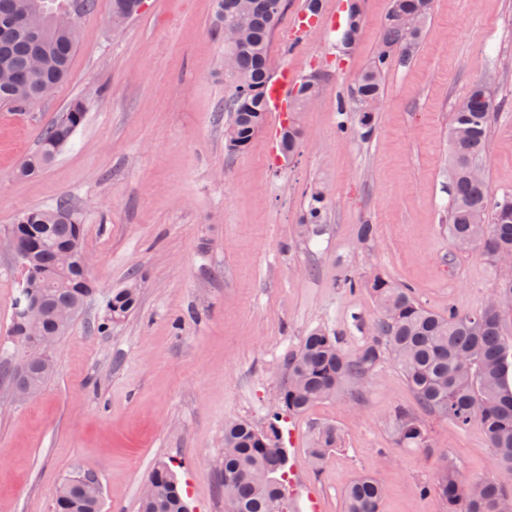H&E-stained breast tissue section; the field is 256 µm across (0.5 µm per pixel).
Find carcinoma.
<instances>
[{"mask_svg": "<svg viewBox=\"0 0 512 512\" xmlns=\"http://www.w3.org/2000/svg\"><path fill=\"white\" fill-rule=\"evenodd\" d=\"M144 0H112V24L122 27L140 15ZM433 0H391L381 41L369 66L362 72L351 97L341 108L353 112L354 129L371 134L377 122L380 96L389 61L394 54L409 57L419 45ZM96 0H0V105L19 108L42 98L45 89L59 87L68 77L70 59L78 38V18L94 12ZM286 9V0H217L216 30L244 22L246 36L240 44L224 45V77L234 86L224 103L230 113L224 134L226 149L234 154L246 149L269 112L267 91L272 75L268 53L275 28ZM29 14L35 22L53 16L46 39L36 40L6 23L14 15ZM362 29L357 7L350 8L342 43L353 48ZM319 94V81L302 80L288 122L281 129V151L294 152L302 134L297 114L307 101ZM497 105L486 83L475 84L454 106L449 130L452 160L448 185L450 207L448 233L455 248L479 247L492 265L512 255V191L495 193L482 165L488 149L491 123ZM85 119V107L76 99L43 131L38 150L19 168L27 177L51 162ZM325 196L314 188L302 224L322 223ZM492 223H485L487 212ZM19 251L32 241L40 276L36 283L23 279L14 302L12 333L25 340L19 317L20 304L38 294L45 315L43 336L55 344L68 330L55 322L63 309L80 314L95 288L79 269L57 272L58 254L77 239H83L81 216L66 199L47 208H33L10 225ZM496 298L476 313L448 308V315L425 308L409 288L376 275L365 282L375 299L379 315L370 337L354 352L346 353L338 336L317 327L298 348L283 358V376L275 411L265 431L242 420L224 425V491L226 512H288L284 483L289 474V456L283 447L276 422L281 414H300L316 403L343 395L363 399L369 380L382 364L393 363L415 396V405L400 408L390 418L395 443L402 448L429 447L424 417L444 420L463 430L480 422L494 449L497 475L461 481L446 463L432 491L448 506V512H504L512 505V480L499 476L512 472V384L508 380L512 345L504 338V310L512 304V280H500ZM138 304L134 287L106 297L107 316L97 325L104 332ZM340 444L336 428L325 426L314 436L308 453L323 461ZM150 495L140 501V512H188L177 477L169 464H157L149 474ZM383 485L371 476L349 483L344 492V512H379ZM54 512H101V497L84 488L79 474L62 485Z\"/></svg>", "mask_w": 512, "mask_h": 512, "instance_id": "carcinoma-1", "label": "carcinoma"}]
</instances>
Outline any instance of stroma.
<instances>
[{
  "mask_svg": "<svg viewBox=\"0 0 512 512\" xmlns=\"http://www.w3.org/2000/svg\"><path fill=\"white\" fill-rule=\"evenodd\" d=\"M112 0L79 23L67 81L25 109L0 108V231L23 211L71 199L84 218L88 278L96 293L52 349L54 371L17 401L0 378V512H53L64 481L95 476L102 512H139L148 474L164 461L190 512H224L217 491L224 425L267 423L282 359L323 326L353 352L377 313L364 280L378 273L411 288L425 307L480 311L498 277L481 249L448 238V129L455 102L494 76L497 112L483 159L496 191L512 190V0H434L423 38L387 67L368 138L341 111L380 40L390 0H356L360 42L344 49L347 0H322L315 30L294 43L305 0H287L269 51L272 72L317 75L316 100L299 115L303 136L284 156L285 115L269 113L249 148L225 150L224 39L214 0H146L112 29ZM83 124L49 165L21 178L42 131L73 100ZM327 189L323 224L301 232L311 188ZM374 238L360 243L359 224ZM352 276L356 288L344 283ZM136 279L139 304L100 334L104 295ZM21 285L0 243V368L26 348L11 333ZM401 372L385 364L365 403L321 401L286 416L289 477L322 512H343L356 477L385 488L381 512H445L431 493L442 460L466 481L495 474L480 423L459 430L427 419L430 448L398 447L388 426L413 405ZM331 424L341 444L323 462L308 452Z\"/></svg>",
  "mask_w": 512,
  "mask_h": 512,
  "instance_id": "obj_1",
  "label": "stroma"
}]
</instances>
